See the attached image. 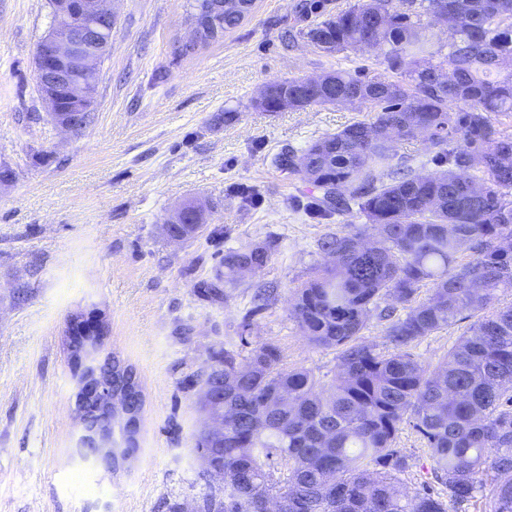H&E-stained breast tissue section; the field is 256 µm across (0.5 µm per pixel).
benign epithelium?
I'll return each instance as SVG.
<instances>
[{
    "mask_svg": "<svg viewBox=\"0 0 512 512\" xmlns=\"http://www.w3.org/2000/svg\"><path fill=\"white\" fill-rule=\"evenodd\" d=\"M114 0H51L52 24L36 54V80L46 111L53 123L65 132L75 131L92 110L95 82L76 84L75 71L89 76L112 47ZM74 90L76 111L58 108L60 95ZM186 204L176 207L163 224V232L172 242L183 241L171 226L188 221ZM78 341L79 353L71 360L79 371L75 399L77 433L72 459L86 468L115 471L113 455L127 449L122 426L141 417L139 396L113 389L112 358L102 361L98 355L103 345L100 329L82 324ZM205 471L212 477H224L211 449L199 451Z\"/></svg>",
    "mask_w": 512,
    "mask_h": 512,
    "instance_id": "benign-epithelium-1",
    "label": "benign epithelium"
}]
</instances>
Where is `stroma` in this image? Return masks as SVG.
Listing matches in <instances>:
<instances>
[{
  "label": "stroma",
  "mask_w": 512,
  "mask_h": 512,
  "mask_svg": "<svg viewBox=\"0 0 512 512\" xmlns=\"http://www.w3.org/2000/svg\"><path fill=\"white\" fill-rule=\"evenodd\" d=\"M357 3L255 0L223 38L190 50L186 0H116L91 119L64 133L36 81L48 0H0V164L15 173L0 185V512H166V500H199L209 490L195 448L203 371L214 353L247 356L243 323L280 350L282 367L333 376L336 350L301 334L293 297L323 261L320 239L365 218L319 215L317 190L274 159L363 114L265 112L254 99L285 78L385 74L381 51L328 54L305 37ZM190 197L209 201V221L197 238L170 242L162 226ZM256 244L268 248L266 265L225 286V250ZM264 288L272 300L254 311ZM77 313L100 326L104 353L131 365L145 394L135 461L114 477L70 455L76 384L65 341ZM397 445L411 492L430 478L426 443L406 426Z\"/></svg>",
  "instance_id": "stroma-1"
}]
</instances>
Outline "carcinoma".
<instances>
[{
    "mask_svg": "<svg viewBox=\"0 0 512 512\" xmlns=\"http://www.w3.org/2000/svg\"><path fill=\"white\" fill-rule=\"evenodd\" d=\"M205 31L224 35L228 18L213 0H188ZM362 0L307 32L327 53L384 51L387 74L365 79L345 70L329 82L307 77L266 85L267 105L357 106L368 120L312 142L308 162L278 163L321 191L324 212L355 205L367 223L323 237L326 263L298 289L292 315L317 347L337 350L324 381L305 367L285 369L277 347L257 343L243 361L212 357L203 382L224 380V482L199 499L197 512H259L288 502V512H448L447 501L481 494L492 512H512V136L498 118L512 114V0ZM448 14V53L436 29ZM424 136L439 169L419 175L396 140ZM472 259L457 265L459 255ZM268 249L224 251V281L266 265ZM429 295L419 300L422 283ZM386 306H380L381 302ZM407 310L396 315L398 308ZM476 317L437 365L410 349ZM388 322L390 351L366 343L372 316ZM120 389L142 387L134 369L112 357ZM410 424L429 448L431 484L410 495L398 485L409 467L396 447Z\"/></svg>",
    "mask_w": 512,
    "mask_h": 512,
    "instance_id": "obj_1",
    "label": "carcinoma"
}]
</instances>
